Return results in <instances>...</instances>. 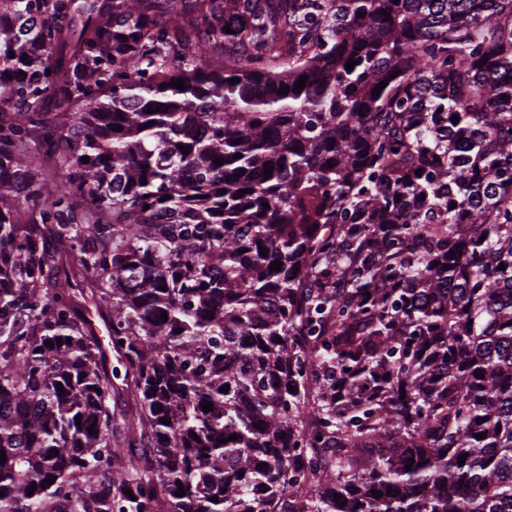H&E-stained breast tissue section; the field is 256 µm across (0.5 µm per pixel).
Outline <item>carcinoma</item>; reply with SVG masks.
<instances>
[{
  "instance_id": "obj_1",
  "label": "carcinoma",
  "mask_w": 512,
  "mask_h": 512,
  "mask_svg": "<svg viewBox=\"0 0 512 512\" xmlns=\"http://www.w3.org/2000/svg\"><path fill=\"white\" fill-rule=\"evenodd\" d=\"M2 103L8 512H512V0H0Z\"/></svg>"
}]
</instances>
